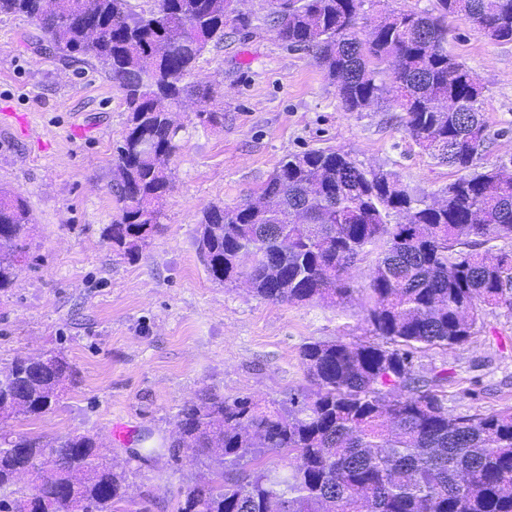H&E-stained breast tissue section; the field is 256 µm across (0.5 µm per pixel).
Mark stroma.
I'll list each match as a JSON object with an SVG mask.
<instances>
[{
  "label": "stroma",
  "mask_w": 512,
  "mask_h": 512,
  "mask_svg": "<svg viewBox=\"0 0 512 512\" xmlns=\"http://www.w3.org/2000/svg\"><path fill=\"white\" fill-rule=\"evenodd\" d=\"M240 10L248 27L208 45L193 74L215 90L203 106L224 119L203 123L193 100L176 110L173 187L133 260L103 237L120 208L112 159L128 119L122 92L96 62L47 50L29 18L0 14V185L19 193L34 218L28 257L0 291V368L54 350L78 373L51 411L9 419L8 428L47 439L98 435L126 475L132 512H176L181 486L212 478L214 463L193 461L189 449L140 454L170 442L179 409L199 391L279 403L307 384L304 343L369 337L370 260L350 268L356 293L347 304L273 303L209 276L195 244L203 209L255 199L284 156L312 149L395 172L429 200L458 176L421 150L397 110L343 111L312 53L278 40L268 0H246ZM448 25L449 54L484 86L488 147L480 163L512 160V44L489 41L464 19ZM416 369L448 371L452 413L512 407V312H486L467 344L430 348ZM476 377L483 391L474 400L465 390ZM118 422L135 431L127 443L112 439Z\"/></svg>",
  "instance_id": "35a3bbf8"
}]
</instances>
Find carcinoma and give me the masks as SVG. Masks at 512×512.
<instances>
[{
  "label": "carcinoma",
  "instance_id": "obj_1",
  "mask_svg": "<svg viewBox=\"0 0 512 512\" xmlns=\"http://www.w3.org/2000/svg\"><path fill=\"white\" fill-rule=\"evenodd\" d=\"M237 0H0L58 50L94 61L123 93L127 131L116 148L119 219L105 236L134 257L160 224L172 187L179 127L173 109L210 87L189 82L207 46L248 20ZM365 0H270L278 39L314 53L344 111L386 105L431 158L463 172L434 206L393 172L370 176L348 154L284 158L259 197L203 211L197 245L209 275L243 278L276 303L342 305L347 269L374 255L365 322L379 341L302 345L310 387L263 405L203 390L177 415L198 462L220 466L214 484L188 485L177 512H512V408L448 412V373L421 375L419 354L465 345L488 308L512 309V250L486 264L484 245L512 240V169L477 170L488 142L479 79L448 54V19L512 43V0H437L436 12L384 14L364 32ZM407 224H390L395 213ZM33 216L0 189V290L26 256ZM76 371L59 352L24 355L0 369V424L51 410ZM99 439L44 441L0 433V512H121L125 476ZM288 458L273 474L253 466ZM35 477L33 492L15 488Z\"/></svg>",
  "mask_w": 512,
  "mask_h": 512
}]
</instances>
